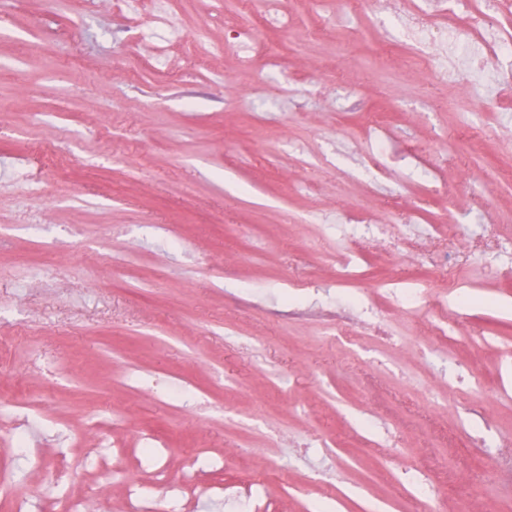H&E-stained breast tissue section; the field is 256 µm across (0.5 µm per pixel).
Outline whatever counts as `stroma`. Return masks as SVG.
Here are the masks:
<instances>
[{"mask_svg": "<svg viewBox=\"0 0 512 512\" xmlns=\"http://www.w3.org/2000/svg\"><path fill=\"white\" fill-rule=\"evenodd\" d=\"M394 32L286 0H0V399L35 406L0 413V512L94 495L102 437L130 485L96 512L130 487L149 512L251 491L257 512H412L377 478L397 449L449 504L512 496V88L492 104L385 67ZM266 37L288 45L275 70ZM355 208L447 238L337 239ZM340 252L428 286L420 314L379 303L384 351L329 337Z\"/></svg>", "mask_w": 512, "mask_h": 512, "instance_id": "stroma-1", "label": "stroma"}]
</instances>
